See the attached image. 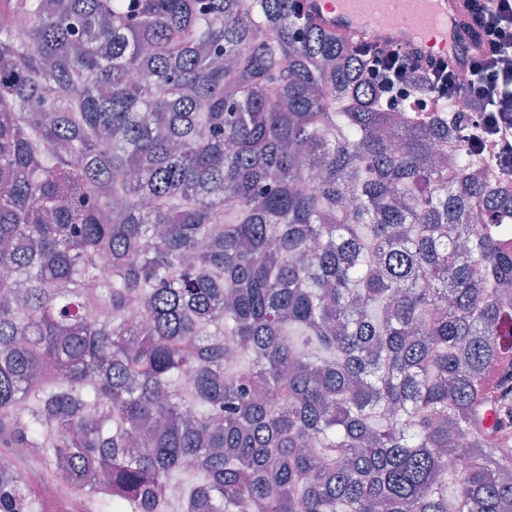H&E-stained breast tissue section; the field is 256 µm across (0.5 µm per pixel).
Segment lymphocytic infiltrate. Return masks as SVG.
Returning a JSON list of instances; mask_svg holds the SVG:
<instances>
[{
    "instance_id": "obj_1",
    "label": "lymphocytic infiltrate",
    "mask_w": 512,
    "mask_h": 512,
    "mask_svg": "<svg viewBox=\"0 0 512 512\" xmlns=\"http://www.w3.org/2000/svg\"><path fill=\"white\" fill-rule=\"evenodd\" d=\"M463 4L462 23L484 46L464 73L467 83H459L462 73L440 57L375 41L355 43L354 49L363 58L365 80L381 88L385 103L409 107L418 120L453 111L461 98L471 111L488 113L495 137L486 147L493 150L512 138V0Z\"/></svg>"
}]
</instances>
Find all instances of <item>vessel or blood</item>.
Masks as SVG:
<instances>
[{"label": "vessel or blood", "instance_id": "vessel-or-blood-1", "mask_svg": "<svg viewBox=\"0 0 512 512\" xmlns=\"http://www.w3.org/2000/svg\"><path fill=\"white\" fill-rule=\"evenodd\" d=\"M313 22L348 42L370 38L368 20L383 18L384 41L442 55L463 69L481 48L460 23L462 0H304Z\"/></svg>", "mask_w": 512, "mask_h": 512}]
</instances>
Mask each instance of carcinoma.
<instances>
[{
    "instance_id": "cac0c4a2",
    "label": "carcinoma",
    "mask_w": 512,
    "mask_h": 512,
    "mask_svg": "<svg viewBox=\"0 0 512 512\" xmlns=\"http://www.w3.org/2000/svg\"><path fill=\"white\" fill-rule=\"evenodd\" d=\"M291 2L0 0V512H512V191Z\"/></svg>"
}]
</instances>
